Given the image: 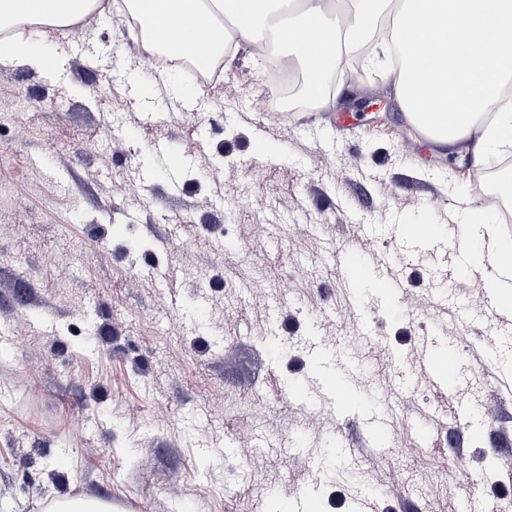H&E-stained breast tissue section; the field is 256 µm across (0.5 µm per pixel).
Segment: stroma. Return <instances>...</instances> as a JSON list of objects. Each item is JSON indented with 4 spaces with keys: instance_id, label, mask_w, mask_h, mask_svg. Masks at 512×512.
Wrapping results in <instances>:
<instances>
[{
    "instance_id": "stroma-1",
    "label": "stroma",
    "mask_w": 512,
    "mask_h": 512,
    "mask_svg": "<svg viewBox=\"0 0 512 512\" xmlns=\"http://www.w3.org/2000/svg\"><path fill=\"white\" fill-rule=\"evenodd\" d=\"M27 37L58 67L0 63V512L65 496L122 512L301 498L308 512H460L465 483L470 512L512 497V470L482 462L512 460V309L491 327L495 270L456 251L463 202L512 198V165L475 173L405 123L385 44L330 80L380 103L357 121L345 101L277 110L247 43L202 91L145 59L120 12ZM412 224L436 234L413 242ZM431 340L487 375L484 398L432 376Z\"/></svg>"
}]
</instances>
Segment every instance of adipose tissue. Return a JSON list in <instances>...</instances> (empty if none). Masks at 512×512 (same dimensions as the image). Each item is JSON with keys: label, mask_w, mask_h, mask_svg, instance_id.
Instances as JSON below:
<instances>
[{"label": "adipose tissue", "mask_w": 512, "mask_h": 512, "mask_svg": "<svg viewBox=\"0 0 512 512\" xmlns=\"http://www.w3.org/2000/svg\"><path fill=\"white\" fill-rule=\"evenodd\" d=\"M125 0L136 26L131 33L148 56L164 52L199 69L223 60L219 17L236 24L238 41L266 42L306 76L308 93L327 101L324 84L345 53L381 17L392 21L391 43L402 63L393 76L405 121L443 150L465 147L481 172L492 149L512 148V106L497 90L512 81V0ZM98 0H0V63L53 69L55 57L37 52L22 34L27 25L75 23ZM318 26L327 51L315 56L305 32ZM469 235L485 242L497 272L490 281L512 305V245L487 239L484 207L470 211Z\"/></svg>", "instance_id": "adipose-tissue-1"}]
</instances>
